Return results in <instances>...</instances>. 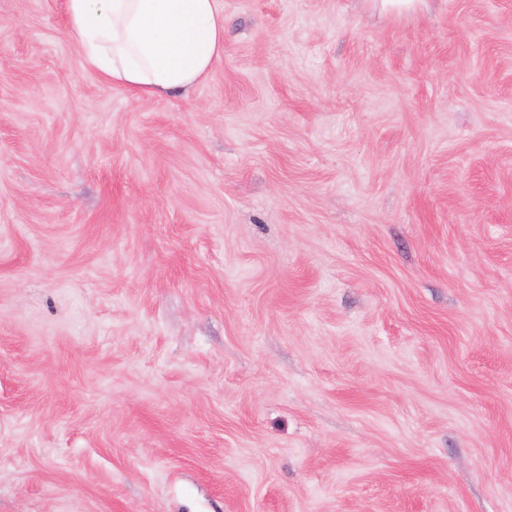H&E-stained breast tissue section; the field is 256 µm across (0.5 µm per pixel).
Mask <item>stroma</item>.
Here are the masks:
<instances>
[{"instance_id":"obj_1","label":"stroma","mask_w":512,"mask_h":512,"mask_svg":"<svg viewBox=\"0 0 512 512\" xmlns=\"http://www.w3.org/2000/svg\"><path fill=\"white\" fill-rule=\"evenodd\" d=\"M181 98L0 0V512H512V0H223Z\"/></svg>"}]
</instances>
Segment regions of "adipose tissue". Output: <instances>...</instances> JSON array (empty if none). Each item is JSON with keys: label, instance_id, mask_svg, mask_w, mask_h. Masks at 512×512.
Instances as JSON below:
<instances>
[{"label": "adipose tissue", "instance_id": "ef3b65f1", "mask_svg": "<svg viewBox=\"0 0 512 512\" xmlns=\"http://www.w3.org/2000/svg\"><path fill=\"white\" fill-rule=\"evenodd\" d=\"M65 18L86 66L143 97L195 88L224 55L222 0H65Z\"/></svg>", "mask_w": 512, "mask_h": 512}]
</instances>
